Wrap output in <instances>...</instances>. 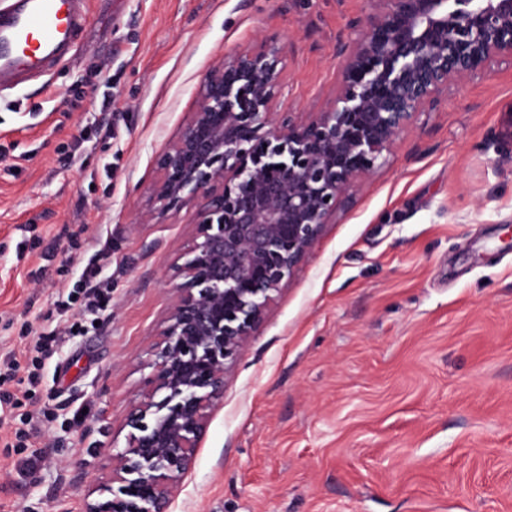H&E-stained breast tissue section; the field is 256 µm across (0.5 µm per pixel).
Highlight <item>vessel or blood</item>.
<instances>
[{
  "instance_id": "b4317fda",
  "label": "vessel or blood",
  "mask_w": 512,
  "mask_h": 512,
  "mask_svg": "<svg viewBox=\"0 0 512 512\" xmlns=\"http://www.w3.org/2000/svg\"><path fill=\"white\" fill-rule=\"evenodd\" d=\"M87 23L85 0H0V91L70 59Z\"/></svg>"
}]
</instances>
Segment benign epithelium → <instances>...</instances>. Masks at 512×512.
<instances>
[{
  "mask_svg": "<svg viewBox=\"0 0 512 512\" xmlns=\"http://www.w3.org/2000/svg\"><path fill=\"white\" fill-rule=\"evenodd\" d=\"M385 2L318 111H274L283 44L242 48L206 71L198 108L157 155L161 178L140 223L195 200L197 233L148 352L153 397L127 416L119 486L89 512H169L225 373L341 198L448 84L512 58V0Z\"/></svg>",
  "mask_w": 512,
  "mask_h": 512,
  "instance_id": "1",
  "label": "benign epithelium"
}]
</instances>
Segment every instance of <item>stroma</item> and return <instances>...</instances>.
Wrapping results in <instances>:
<instances>
[{
    "label": "stroma",
    "instance_id": "stroma-1",
    "mask_svg": "<svg viewBox=\"0 0 512 512\" xmlns=\"http://www.w3.org/2000/svg\"><path fill=\"white\" fill-rule=\"evenodd\" d=\"M381 0H90L74 56L0 100V353L104 259L47 361L42 468L0 429V512H85L174 300L196 208L140 224L207 69L275 39L318 111ZM356 183L227 372L170 512H512V59L450 84Z\"/></svg>",
    "mask_w": 512,
    "mask_h": 512
}]
</instances>
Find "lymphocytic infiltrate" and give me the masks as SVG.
Masks as SVG:
<instances>
[{
    "label": "lymphocytic infiltrate",
    "instance_id": "f902f5d3",
    "mask_svg": "<svg viewBox=\"0 0 512 512\" xmlns=\"http://www.w3.org/2000/svg\"><path fill=\"white\" fill-rule=\"evenodd\" d=\"M109 302L100 280L92 274L79 287L59 289L54 300L59 323L35 331L23 356H16L12 351L0 356V426L12 430L18 447H25L27 439L39 437L47 417L42 407L17 414L20 398L35 400V387L44 361L79 336L85 316L102 314Z\"/></svg>",
    "mask_w": 512,
    "mask_h": 512
}]
</instances>
